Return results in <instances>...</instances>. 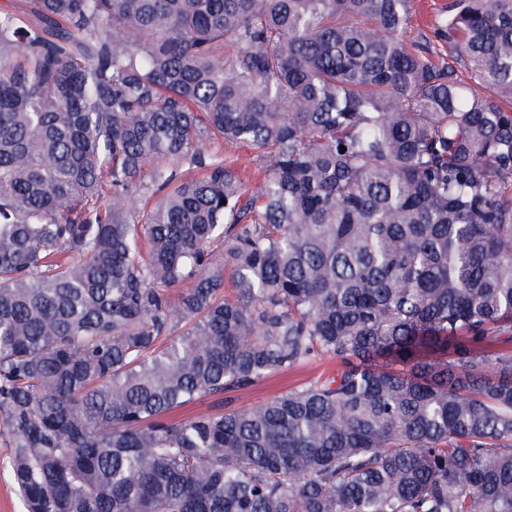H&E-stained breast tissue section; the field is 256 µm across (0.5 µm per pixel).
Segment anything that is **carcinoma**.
I'll list each match as a JSON object with an SVG mask.
<instances>
[{
	"label": "carcinoma",
	"mask_w": 512,
	"mask_h": 512,
	"mask_svg": "<svg viewBox=\"0 0 512 512\" xmlns=\"http://www.w3.org/2000/svg\"><path fill=\"white\" fill-rule=\"evenodd\" d=\"M33 5L0 10L25 512H512V0L437 17L466 82L407 44L414 0ZM202 147L209 153H224L225 156H232L237 160V166L244 171L245 176L253 180L256 175L254 159L256 153L247 146L231 147L217 143L216 140H204ZM338 364L336 361L327 359L313 360L307 364L297 367L287 374L274 376L257 381L254 385L225 393L224 398L213 397L204 399L192 407L180 410L178 413L185 414L193 411L217 410L225 408L247 409L255 404L261 403L272 397L288 392L289 389L296 387L318 375L336 371Z\"/></svg>",
	"instance_id": "1"
}]
</instances>
